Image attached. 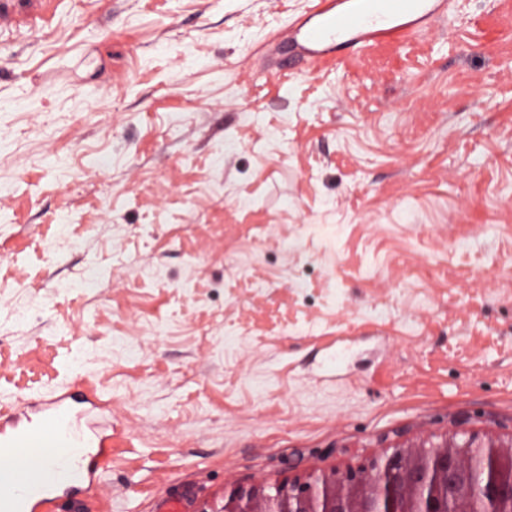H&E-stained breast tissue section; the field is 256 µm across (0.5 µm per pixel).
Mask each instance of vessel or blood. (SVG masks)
I'll return each mask as SVG.
<instances>
[{
  "label": "vessel or blood",
  "instance_id": "1",
  "mask_svg": "<svg viewBox=\"0 0 512 512\" xmlns=\"http://www.w3.org/2000/svg\"><path fill=\"white\" fill-rule=\"evenodd\" d=\"M447 10V0H312L288 29L285 61L332 60L398 43L432 30ZM102 406L89 391H65L0 418V512H59L63 504L86 503L111 457V434L89 421ZM75 454L79 484L34 479V470L61 469Z\"/></svg>",
  "mask_w": 512,
  "mask_h": 512
}]
</instances>
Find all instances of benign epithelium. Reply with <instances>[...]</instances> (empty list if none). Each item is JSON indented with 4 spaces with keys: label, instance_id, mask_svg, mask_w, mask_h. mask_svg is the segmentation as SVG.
<instances>
[{
    "label": "benign epithelium",
    "instance_id": "1",
    "mask_svg": "<svg viewBox=\"0 0 512 512\" xmlns=\"http://www.w3.org/2000/svg\"><path fill=\"white\" fill-rule=\"evenodd\" d=\"M464 449L450 438L398 448L373 461L367 471L238 488L224 497L220 512H472L464 500L448 509V499L441 494ZM487 449L493 460L507 464L512 490V449L503 451L493 444Z\"/></svg>",
    "mask_w": 512,
    "mask_h": 512
}]
</instances>
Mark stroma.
<instances>
[{
    "label": "stroma",
    "instance_id": "35a3bbf8",
    "mask_svg": "<svg viewBox=\"0 0 512 512\" xmlns=\"http://www.w3.org/2000/svg\"><path fill=\"white\" fill-rule=\"evenodd\" d=\"M310 0H0V409L109 400L89 512L512 446V0L277 74Z\"/></svg>",
    "mask_w": 512,
    "mask_h": 512
}]
</instances>
